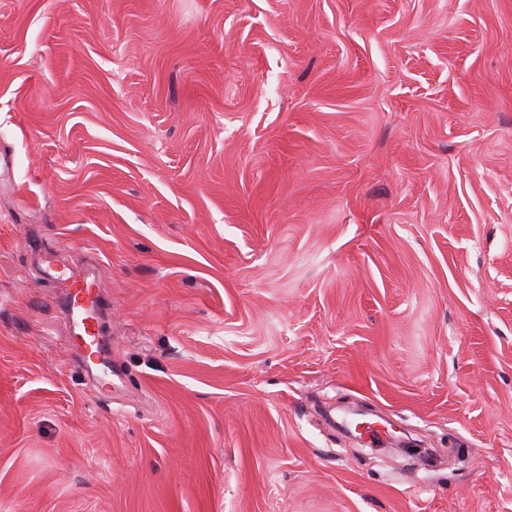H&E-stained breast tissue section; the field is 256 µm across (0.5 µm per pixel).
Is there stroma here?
<instances>
[{
    "label": "stroma",
    "instance_id": "stroma-1",
    "mask_svg": "<svg viewBox=\"0 0 512 512\" xmlns=\"http://www.w3.org/2000/svg\"><path fill=\"white\" fill-rule=\"evenodd\" d=\"M0 152V512H512V0H0ZM67 288L66 303L75 334L88 352V361L93 362V355L101 354L96 336L97 316L105 298L103 284L94 276L78 275L70 279Z\"/></svg>",
    "mask_w": 512,
    "mask_h": 512
}]
</instances>
